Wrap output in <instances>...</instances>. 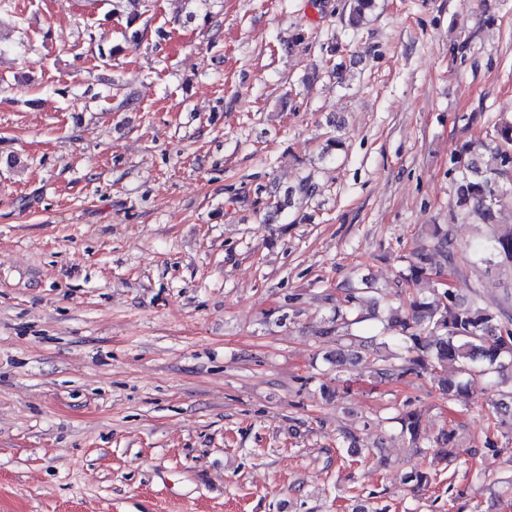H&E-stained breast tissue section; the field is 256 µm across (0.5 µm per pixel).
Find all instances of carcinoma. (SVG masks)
I'll list each match as a JSON object with an SVG mask.
<instances>
[{
    "mask_svg": "<svg viewBox=\"0 0 512 512\" xmlns=\"http://www.w3.org/2000/svg\"><path fill=\"white\" fill-rule=\"evenodd\" d=\"M374 8L375 0H347L346 24L352 28L362 26ZM452 164V218L471 219L479 224L498 223L501 208L512 202V119H500L485 131V137L459 148L453 154ZM315 192L316 183L308 175L288 191V204L296 199L306 201ZM427 234L433 239L440 264L431 263L425 248L412 253L401 281L396 284L400 288L401 308L389 311L383 326L387 336L382 345L391 342L399 349V364L389 363V357L379 355L377 348L357 342L359 334L354 326L363 321L359 311L364 294L372 291L364 280L361 287L349 288L336 299L333 315L323 320L317 334L351 342L336 348L329 358L338 367L353 363L363 353L369 354L377 365L378 377L393 381L407 375L431 374L441 394L453 400L474 377H486L498 385L504 383L505 374L512 373V316L503 309L485 306L473 286L468 288L467 296L460 294L453 284L420 287L445 273L454 274L458 261H468L467 253L453 246L450 225L430 224ZM474 256L488 266H511L512 227L480 245ZM477 411L487 421L484 447H498V441L492 439L495 434L512 444V390L502 393V398L492 404L477 407ZM398 420L401 437L411 449L424 451L421 415L406 409ZM475 479L495 496L512 498L511 481L486 472L476 473Z\"/></svg>",
    "mask_w": 512,
    "mask_h": 512,
    "instance_id": "cac0c4a2",
    "label": "carcinoma"
}]
</instances>
